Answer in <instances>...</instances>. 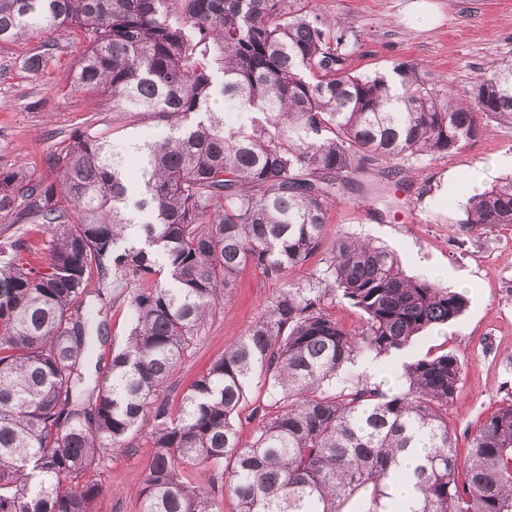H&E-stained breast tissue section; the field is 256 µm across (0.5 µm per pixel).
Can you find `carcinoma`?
I'll return each mask as SVG.
<instances>
[{"instance_id": "carcinoma-1", "label": "carcinoma", "mask_w": 512, "mask_h": 512, "mask_svg": "<svg viewBox=\"0 0 512 512\" xmlns=\"http://www.w3.org/2000/svg\"><path fill=\"white\" fill-rule=\"evenodd\" d=\"M293 2L0 0V42L79 31L74 88L162 125L143 141L77 131L50 155L52 178L0 171V215L51 236L40 264L28 241L0 242V512H95L100 488L79 480L145 420L138 512H218L215 492L184 481L199 465L218 471L236 512H512V405L460 460L454 355L402 362L389 394L349 373L466 307L374 241L336 236L326 268L273 298L176 407L161 396L245 269L307 268L340 189H361L376 164L388 178L396 160L451 153L483 131L480 114L512 119V60L481 74L468 102L401 61L393 94L384 74L347 73L345 34ZM218 95L248 122L227 127ZM464 223L512 224V177L474 195ZM93 268L138 282L129 336L95 385ZM338 296L363 312L361 331L324 311ZM257 377L276 411L244 442L235 416ZM408 448L426 449L411 505L389 493Z\"/></svg>"}]
</instances>
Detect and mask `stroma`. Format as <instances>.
Masks as SVG:
<instances>
[{"label":"stroma","mask_w":512,"mask_h":512,"mask_svg":"<svg viewBox=\"0 0 512 512\" xmlns=\"http://www.w3.org/2000/svg\"><path fill=\"white\" fill-rule=\"evenodd\" d=\"M411 0H296L297 8L343 27L347 71L386 73L409 61L430 83L460 99L469 98L479 75L512 58V0H430L436 22L420 29L407 21ZM53 55L37 73L22 59L38 40L0 43V169L27 164L34 177L47 173L45 160L78 129L94 127L116 136L158 132L152 119L116 112L106 96L72 86L84 44L71 29L47 35ZM486 131L445 156L402 161L403 172L388 180L369 178L377 200L342 191L329 215L328 234L372 238L388 246L406 275L438 279L462 290L468 304L456 321L422 333L408 355L451 353L461 364L457 392L448 403V424L459 448H467L481 422L512 404V224L470 230L465 206L476 193L512 175V122L484 117ZM306 273L270 276L249 268L240 275L163 387L177 404L191 383L243 334L282 289ZM132 279H101L90 272L87 305L106 335L94 360L108 363L132 326L128 295ZM150 424L129 433L123 448L87 470L85 482L101 493L97 512H138L135 493L150 464Z\"/></svg>","instance_id":"stroma-1"}]
</instances>
